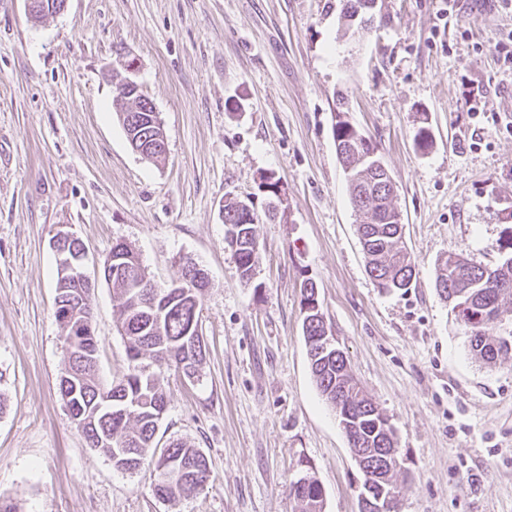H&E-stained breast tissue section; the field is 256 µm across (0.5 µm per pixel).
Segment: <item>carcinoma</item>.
<instances>
[{"instance_id":"carcinoma-1","label":"carcinoma","mask_w":512,"mask_h":512,"mask_svg":"<svg viewBox=\"0 0 512 512\" xmlns=\"http://www.w3.org/2000/svg\"><path fill=\"white\" fill-rule=\"evenodd\" d=\"M123 84L112 95V111L133 109L141 103L136 96L124 104ZM345 101L339 99L333 137L336 154L349 185L350 204L355 215L357 232L373 279L385 292H397L411 287L416 277L415 263L398 232L404 228L402 211L393 203L397 189L377 187L384 174L377 147L344 111ZM414 145L429 150L433 137L428 119L424 118L414 131ZM270 202L264 217L273 223L278 215L279 183L271 179L259 185ZM252 201L226 196L222 206L224 242L234 252L241 279L248 283L255 271L258 239L255 224L258 215L246 219ZM506 246L499 263L494 267L475 265L449 253L440 257L435 266L434 286L439 297L452 305L457 320L469 333L471 350L486 364L494 365L500 357L512 352V331L508 335L496 332L500 309L512 304V225L504 229ZM112 262V272L105 282L112 287L113 299L120 316L122 335L127 343L129 373L118 384L106 388L98 375L99 340L95 335L84 336L70 326L64 312L78 310L84 314L87 330H93L92 313L87 304L90 289L73 278L57 279L56 291L60 307L56 318L64 331L65 340L79 354L71 363L76 371L72 381L58 383L72 398L67 405H79L84 412L93 413L104 400L111 401V412L98 415L81 428L92 447L103 452L120 471H135L145 465L156 472L154 491L169 501L189 497L204 489L209 478L205 456L196 448L182 442L169 445L167 454L155 455L157 415L165 412L166 395L158 378L146 371L141 360H166L180 375L199 373L206 360V351L194 355L192 333L199 329L204 291L194 289L187 295L184 289H159L150 295L147 288L153 279L138 254L125 242H117L104 258ZM144 287L138 288L136 284ZM316 285H302V331L307 346L311 372L324 400L349 417L354 439L364 448H384L386 453L374 458V466L389 474L397 470L394 432L385 415L361 389L348 368L336 364L333 352L320 351V339L329 330L324 313L310 305ZM185 465L191 468L190 478L182 485L171 486L165 479L169 469ZM298 512H323V489L318 480L306 474L300 485H291Z\"/></svg>"}]
</instances>
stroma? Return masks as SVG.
Masks as SVG:
<instances>
[{
	"mask_svg": "<svg viewBox=\"0 0 512 512\" xmlns=\"http://www.w3.org/2000/svg\"><path fill=\"white\" fill-rule=\"evenodd\" d=\"M383 18L343 34L338 0H67L32 21L0 0V499L19 512H296L290 484L314 475L324 512H359L361 475L313 379L303 280L349 368L396 432L400 512H512V355L487 366L434 288L438 257L494 266L512 212V9L499 0H382ZM132 77L162 120L159 164L130 147L112 110ZM393 175L416 264L408 291L371 278L336 156L338 94ZM428 120L432 148L415 149ZM278 180L276 223L256 226L251 283L224 244L226 194ZM71 231L85 271L105 386L128 371L112 245L155 281L186 261L210 278L199 381L149 362L167 409L159 448H198L210 480L159 498L150 470L113 468L58 390L67 354L55 316L57 255Z\"/></svg>",
	"mask_w": 512,
	"mask_h": 512,
	"instance_id": "1",
	"label": "stroma"
}]
</instances>
